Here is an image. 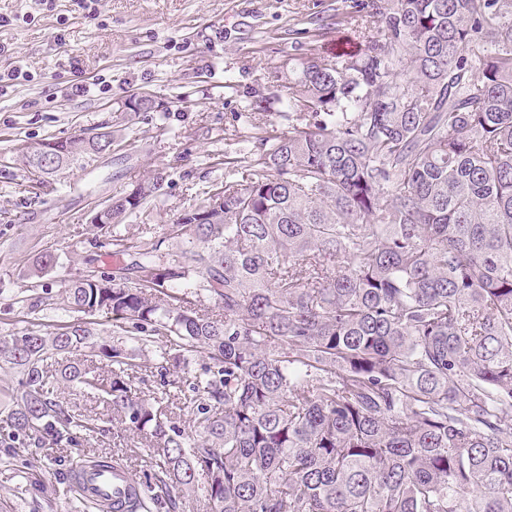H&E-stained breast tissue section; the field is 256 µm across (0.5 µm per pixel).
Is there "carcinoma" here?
Instances as JSON below:
<instances>
[{
	"mask_svg": "<svg viewBox=\"0 0 512 512\" xmlns=\"http://www.w3.org/2000/svg\"><path fill=\"white\" fill-rule=\"evenodd\" d=\"M366 8L380 27L361 49L288 67V130L259 138L246 175L224 158V181L153 242L96 240L112 274L60 301L18 291L79 316L0 336V371L20 374L0 417L12 441L106 432L54 379L145 439L162 496L130 512L199 492L212 512H512V0ZM103 143L74 135L52 166L27 164L50 175ZM139 188L100 226L148 217L159 177ZM218 188L224 210L196 223ZM159 337L161 377L205 361L189 434L132 388Z\"/></svg>",
	"mask_w": 512,
	"mask_h": 512,
	"instance_id": "cac0c4a2",
	"label": "carcinoma"
}]
</instances>
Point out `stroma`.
<instances>
[{"label":"stroma","mask_w":512,"mask_h":512,"mask_svg":"<svg viewBox=\"0 0 512 512\" xmlns=\"http://www.w3.org/2000/svg\"><path fill=\"white\" fill-rule=\"evenodd\" d=\"M365 0H99L89 15L81 0H0V72L21 67L29 81L0 97V334L31 324L73 320L60 309L30 310L17 303L20 288L38 286L59 295L65 284L88 270L103 274L111 257L98 254L100 231L93 208L125 196L155 175L163 181L147 207L148 224L116 228L125 236L160 237L164 225L199 203L204 189L223 181L218 155H246L269 126L287 129V90L274 76L288 59L313 53L355 50V18ZM340 15V25L315 26ZM105 78L107 90L96 86ZM90 89L71 95L73 84ZM146 93L159 102L150 113L121 106ZM266 100L254 114L255 96ZM115 129L111 155L41 179L24 163V148L44 140ZM52 255L47 273L36 262ZM132 385L143 395L171 391L174 421L189 428L186 392L200 360L178 371L180 384L167 388L154 364V351L137 358ZM60 400L107 421L106 434L82 436L73 444L13 449L0 431V512H95L80 504L74 472L82 462L107 455L123 459L138 481L152 483L147 451L127 424L97 395L56 383Z\"/></svg>","instance_id":"obj_1"}]
</instances>
